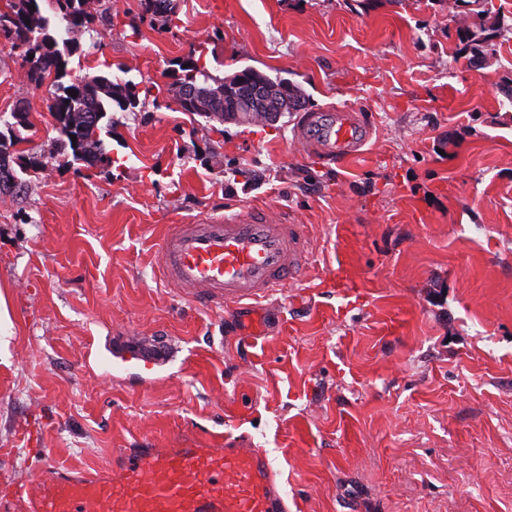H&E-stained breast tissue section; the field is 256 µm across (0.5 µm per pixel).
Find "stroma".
Returning a JSON list of instances; mask_svg holds the SVG:
<instances>
[{"label": "stroma", "mask_w": 512, "mask_h": 512, "mask_svg": "<svg viewBox=\"0 0 512 512\" xmlns=\"http://www.w3.org/2000/svg\"><path fill=\"white\" fill-rule=\"evenodd\" d=\"M176 4L168 28L112 0L92 69L160 94L112 110L108 164L30 168L0 194V484L245 438L292 512H512V0H485L478 47L463 0ZM191 57L288 80L309 111L356 107L373 137L339 167L293 146L294 112L213 132L171 89ZM46 96L0 52V113L27 102L45 154ZM250 207L305 225L299 280L230 312L160 280L167 225Z\"/></svg>", "instance_id": "1"}]
</instances>
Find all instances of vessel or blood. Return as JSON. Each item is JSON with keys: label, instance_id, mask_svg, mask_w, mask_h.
Listing matches in <instances>:
<instances>
[{"label": "vessel or blood", "instance_id": "obj_1", "mask_svg": "<svg viewBox=\"0 0 512 512\" xmlns=\"http://www.w3.org/2000/svg\"><path fill=\"white\" fill-rule=\"evenodd\" d=\"M372 136L359 110L301 113L294 141L325 163L357 156ZM312 253L286 212L257 211L174 224L158 244L164 279L197 301L234 307L296 280ZM32 512H290L259 448H139L108 478L43 482Z\"/></svg>", "mask_w": 512, "mask_h": 512}]
</instances>
